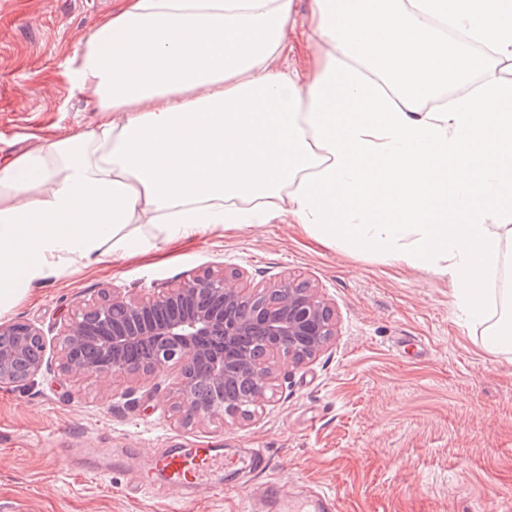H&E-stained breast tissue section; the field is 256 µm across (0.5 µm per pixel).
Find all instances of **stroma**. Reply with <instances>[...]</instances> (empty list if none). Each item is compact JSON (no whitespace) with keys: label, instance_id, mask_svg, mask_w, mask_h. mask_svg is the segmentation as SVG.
<instances>
[{"label":"stroma","instance_id":"stroma-1","mask_svg":"<svg viewBox=\"0 0 512 512\" xmlns=\"http://www.w3.org/2000/svg\"><path fill=\"white\" fill-rule=\"evenodd\" d=\"M115 4L0 0V162L61 130L94 128L98 115L71 92L66 69ZM218 267L242 269L254 283L291 274L315 284L336 309L335 343L301 367L279 365L272 399L255 417L204 429L173 419L177 370L107 390L49 362L35 381L0 387V512H239L243 488L268 476L293 490L321 487L337 512H512V354L482 345L500 306L469 322L433 271L319 244L296 224H254L64 274L7 318L41 327L52 350L79 304ZM201 441L242 457L264 452L273 469L243 467L233 489L218 479L187 496L79 469L71 454L132 448L148 460Z\"/></svg>","mask_w":512,"mask_h":512}]
</instances>
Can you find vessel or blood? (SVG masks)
I'll return each instance as SVG.
<instances>
[{
  "label": "vessel or blood",
  "mask_w": 512,
  "mask_h": 512,
  "mask_svg": "<svg viewBox=\"0 0 512 512\" xmlns=\"http://www.w3.org/2000/svg\"><path fill=\"white\" fill-rule=\"evenodd\" d=\"M83 454L99 471H114L124 468L125 464H132L137 486L150 488L157 485L172 489L187 484L205 486L216 472L230 465L220 449L207 446L168 448L139 465L133 462L135 451L131 448H87ZM249 501L261 506L263 512H289L282 485L275 480L261 482L252 490Z\"/></svg>",
  "instance_id": "obj_1"
}]
</instances>
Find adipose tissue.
<instances>
[{"instance_id": "adipose-tissue-1", "label": "adipose tissue", "mask_w": 512, "mask_h": 512, "mask_svg": "<svg viewBox=\"0 0 512 512\" xmlns=\"http://www.w3.org/2000/svg\"><path fill=\"white\" fill-rule=\"evenodd\" d=\"M118 0L67 76L99 121L0 163V316L251 224L447 276L512 353V0ZM298 63L282 70L284 55Z\"/></svg>"}]
</instances>
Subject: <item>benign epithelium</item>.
I'll return each instance as SVG.
<instances>
[{"label":"benign epithelium","instance_id":"obj_1","mask_svg":"<svg viewBox=\"0 0 512 512\" xmlns=\"http://www.w3.org/2000/svg\"><path fill=\"white\" fill-rule=\"evenodd\" d=\"M182 313L151 320L162 309ZM336 336V317L319 288L285 278L252 288L226 287L224 270L207 271L171 288L148 294L123 293L79 306L56 337V360L64 375H85L108 386L147 383L169 367L179 369L172 407L187 427L236 424L251 415L222 401L224 384L255 381L253 405L269 399L275 364L297 368ZM152 345L154 360L124 361L126 350ZM45 334L28 322L0 323V386L34 380L48 364Z\"/></svg>","mask_w":512,"mask_h":512}]
</instances>
